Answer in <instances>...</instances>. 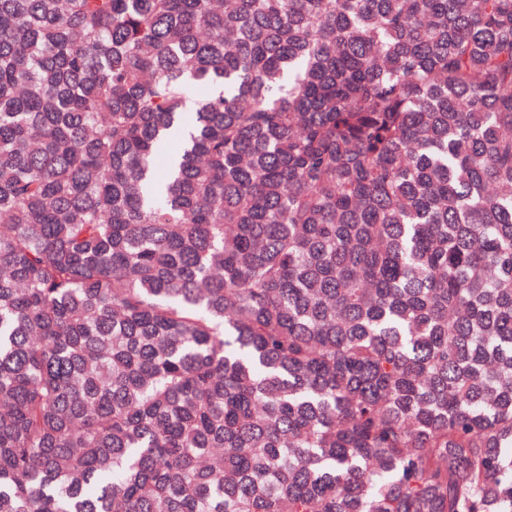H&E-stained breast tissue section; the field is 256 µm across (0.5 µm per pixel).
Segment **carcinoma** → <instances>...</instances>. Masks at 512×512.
Returning <instances> with one entry per match:
<instances>
[{
  "instance_id": "cac0c4a2",
  "label": "carcinoma",
  "mask_w": 512,
  "mask_h": 512,
  "mask_svg": "<svg viewBox=\"0 0 512 512\" xmlns=\"http://www.w3.org/2000/svg\"><path fill=\"white\" fill-rule=\"evenodd\" d=\"M0 512H512V0H0Z\"/></svg>"
}]
</instances>
